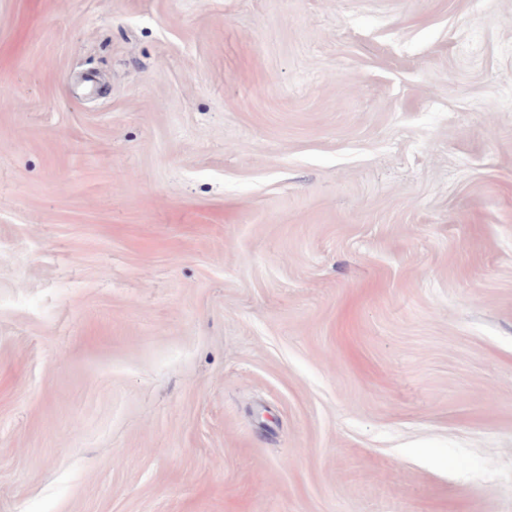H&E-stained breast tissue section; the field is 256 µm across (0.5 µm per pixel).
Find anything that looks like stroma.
Wrapping results in <instances>:
<instances>
[{
	"mask_svg": "<svg viewBox=\"0 0 512 512\" xmlns=\"http://www.w3.org/2000/svg\"><path fill=\"white\" fill-rule=\"evenodd\" d=\"M0 512H512V0H0Z\"/></svg>",
	"mask_w": 512,
	"mask_h": 512,
	"instance_id": "1",
	"label": "stroma"
}]
</instances>
